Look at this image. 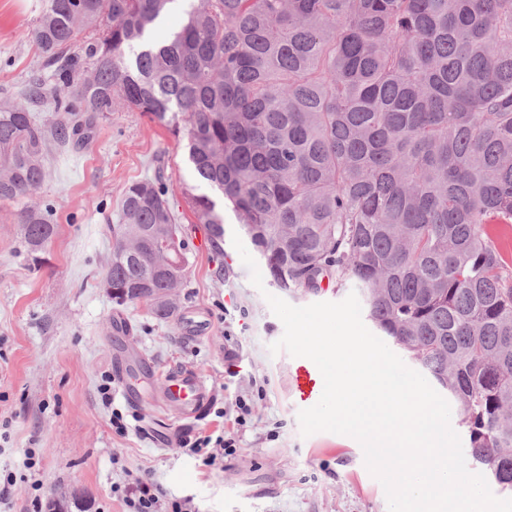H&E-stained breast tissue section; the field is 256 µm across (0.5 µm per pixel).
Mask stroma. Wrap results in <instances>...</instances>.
I'll return each mask as SVG.
<instances>
[{"mask_svg":"<svg viewBox=\"0 0 512 512\" xmlns=\"http://www.w3.org/2000/svg\"><path fill=\"white\" fill-rule=\"evenodd\" d=\"M43 0H0V104L19 99L51 70L30 38ZM163 171L168 199L189 244L178 308L155 318L146 305H116L103 286L112 255L120 192ZM186 142L143 113L117 109L81 145L50 142L47 177L37 196L55 201L57 229L42 251L22 246L18 202L0 204V482L13 479L0 512H124L118 491L129 476L150 474L168 498L191 512H388L382 484L364 464L361 445L330 432L302 436L288 384L293 358L270 353L284 328L244 264L234 262L232 208L224 210L223 253H215L180 187L197 185ZM206 320L193 338L185 318ZM158 374L196 369L213 397L194 419L163 406L156 390L138 403L113 391L124 355ZM252 411L237 427L235 400ZM128 431L112 428L113 411ZM235 434L223 466L179 442Z\"/></svg>","mask_w":512,"mask_h":512,"instance_id":"1","label":"stroma"}]
</instances>
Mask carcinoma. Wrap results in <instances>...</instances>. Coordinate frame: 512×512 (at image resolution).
<instances>
[{
	"mask_svg": "<svg viewBox=\"0 0 512 512\" xmlns=\"http://www.w3.org/2000/svg\"><path fill=\"white\" fill-rule=\"evenodd\" d=\"M173 2L44 0L31 37L54 83L0 105V202L41 187L49 139L82 144L118 106L148 114L187 140L278 288L358 287L512 492V0H198L149 43ZM48 97L50 127L31 115ZM181 191L220 248L224 211ZM167 194L159 175L122 188L105 276L114 303L146 294L159 319L189 265ZM53 211H19L28 252Z\"/></svg>",
	"mask_w": 512,
	"mask_h": 512,
	"instance_id": "cac0c4a2",
	"label": "carcinoma"
}]
</instances>
